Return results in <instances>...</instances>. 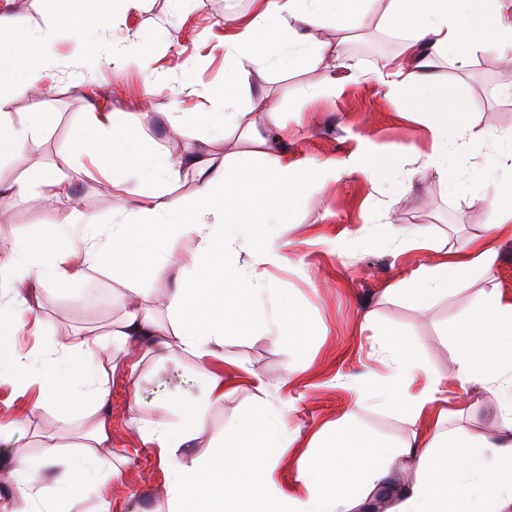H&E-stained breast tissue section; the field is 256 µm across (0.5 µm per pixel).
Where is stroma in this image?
Returning a JSON list of instances; mask_svg holds the SVG:
<instances>
[{
	"instance_id": "stroma-1",
	"label": "stroma",
	"mask_w": 512,
	"mask_h": 512,
	"mask_svg": "<svg viewBox=\"0 0 512 512\" xmlns=\"http://www.w3.org/2000/svg\"><path fill=\"white\" fill-rule=\"evenodd\" d=\"M383 9L382 0H375L358 30L339 29L328 19L311 32L312 41L326 47L343 44L351 59V68L339 74L345 84L341 95H310V87L325 75L320 59L290 72L245 67L243 107L258 112L267 126H285L283 148L312 163H343L364 141L415 148L410 155L386 157L382 179L348 171L338 183L303 195L291 208L282 235L284 258L269 275L283 298L304 313L311 327L308 337L296 342L273 332L226 339V396L209 407L194 451L219 450L242 414H260L278 405L276 383L288 365H297L301 372L289 391L297 410L288 426L300 445L287 450L280 462L286 485L294 477L300 446L346 411H353L357 428L387 442L411 437L415 424L388 408H352L365 378L384 371L377 354L388 332H400L411 343L421 373H442L448 367V324L474 311L483 289L494 287L512 297V243L503 245L487 276L438 297L427 310L385 295L389 284L431 262L435 253L448 252L486 227L484 186L512 178L495 140L512 130V68L482 49L472 52L462 70L437 61L434 72L439 80L453 83L460 112L488 137L476 142L467 156L452 159L453 177L423 171L431 147L425 122L418 113L396 109L376 80L399 48L379 23ZM0 10L25 17L53 42L47 93L14 92L9 107L18 125L40 113L44 131L28 140L20 154L0 158V183L14 182L32 165H40L63 176L70 191L82 195L84 214L116 224L126 216V203L103 187L76 142L91 106L123 113L147 149L180 153L207 135L200 115L213 111L212 94L224 85V36L232 30V18L251 15L254 5L252 0H143L135 10L113 9L82 34L61 22L57 0H0ZM92 39L108 48L143 47L151 64L144 70L133 60L120 76H113L106 64L86 61V43ZM169 112L181 113L179 132L167 129ZM69 216V211L39 201L0 203V234L35 236ZM400 225L427 238L432 251L400 252L393 235ZM126 291L121 281L98 272L76 285L48 289L41 299L43 342L49 345L118 320ZM251 371L267 382L266 390L249 382ZM108 387L112 449L125 458L122 481L112 488V507L124 512L133 503L140 512H149L155 491L165 481L164 471L152 449L136 438L132 419L159 418L175 401L193 404L204 397L206 380L192 360L148 358L135 379L118 373L109 377Z\"/></svg>"
}]
</instances>
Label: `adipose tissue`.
Returning <instances> with one entry per match:
<instances>
[{
	"label": "adipose tissue",
	"mask_w": 512,
	"mask_h": 512,
	"mask_svg": "<svg viewBox=\"0 0 512 512\" xmlns=\"http://www.w3.org/2000/svg\"><path fill=\"white\" fill-rule=\"evenodd\" d=\"M253 2L252 17L234 18V32L224 39V89L216 94L220 109L205 119L215 135L245 130L257 146L261 173L280 189L278 205L264 216L263 237H255L251 213L236 203L239 182L229 169L211 166L196 146L175 160L147 153L117 112L92 114L78 143L96 164L111 166L109 187L130 203L125 220L100 224L77 213L38 238L0 237L1 336L42 326L40 297L48 287L77 284L90 271L130 280L123 316L106 331L89 329L48 348L0 344V384L12 385L28 396L30 408L51 410L56 419L55 432L43 437L34 457L17 451L14 424H0V476L11 486L0 494V512H16L19 498L27 502V512H58L63 500L79 491L111 505L112 484L120 474L117 467L104 465L112 425L109 392L101 380L118 370L135 376L142 361L155 356L192 357L208 386L202 403H177L162 418L135 422L139 439L151 445L168 474L154 512H355L364 490L408 469L414 480L389 512H512V299L494 288L484 291L474 312L449 326L448 373L427 376L417 393L409 391L419 372L410 344L396 333L384 341L379 360L387 375L369 380L357 400L378 401L425 425V432L413 433L400 447L360 433L343 417L316 433L315 454L303 455L292 484L282 486L279 463L298 440L288 428L296 406L287 399L265 421L242 416L236 427L241 440L224 458L202 454L191 466L180 463V454L204 427L208 405L224 399L226 337L260 328L293 340L308 333L304 314L278 302V289L257 270L280 262L277 227L285 223L292 203L337 180L341 170L362 169L375 177L384 167L383 150L369 143L340 166H315L272 149L255 113L241 106L239 82L246 62L292 70L326 54L332 72L311 93L340 95L343 86L334 73L350 68V59L342 47L312 43L310 31L329 15L343 28H361L374 0ZM380 21L400 32L402 44L376 79L395 106L410 103L425 114L432 139L427 167L447 176L449 154L467 155L478 134L459 112L452 85L434 76L433 61L449 56L463 66L470 48L478 46L512 65V10L502 0H387ZM42 44V36L23 18L0 15V89L45 80ZM8 103L0 93L1 157L20 153L43 130L37 115L26 125H14ZM190 167L198 175L197 190L164 199L161 185ZM144 182L157 183L158 191H142ZM41 185L50 187L55 207L72 208L61 180L36 166L23 179L0 184V199L27 201ZM498 194L495 187L487 191L493 204L484 233L395 281L387 295L424 310L435 297L488 273L498 260L499 242L512 240V204H497ZM181 238L196 241L188 275L176 272L181 261L174 245ZM244 252L254 258L256 269L239 267ZM145 276L172 281L166 317H159L148 289L140 287ZM451 381L460 389V405H470L474 388L495 399L497 435L474 439L450 427L444 392ZM79 412L88 424L79 449L68 452L58 436L71 430Z\"/></svg>",
	"instance_id": "obj_1"
}]
</instances>
